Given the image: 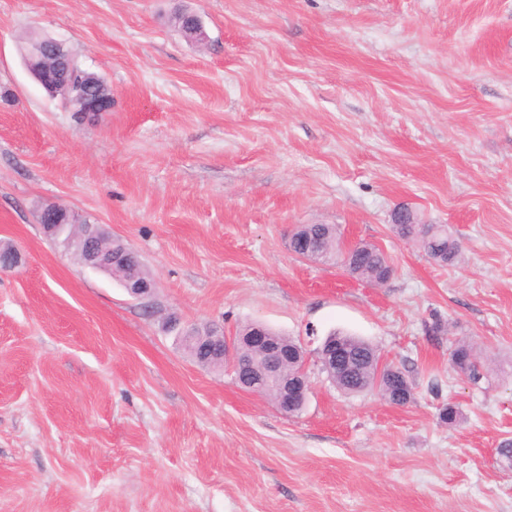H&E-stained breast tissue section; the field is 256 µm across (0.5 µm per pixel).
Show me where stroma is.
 <instances>
[{
	"label": "stroma",
	"mask_w": 512,
	"mask_h": 512,
	"mask_svg": "<svg viewBox=\"0 0 512 512\" xmlns=\"http://www.w3.org/2000/svg\"><path fill=\"white\" fill-rule=\"evenodd\" d=\"M37 35L107 80L111 112L46 95L21 56ZM1 89L0 242L22 262L0 269V512H512V0H0ZM50 202L135 250L153 294L47 237ZM401 203L460 259L399 239ZM297 224L378 246L392 277L296 257ZM171 314L310 354L353 334L415 399L313 363L283 415L196 365ZM460 342L479 382L451 366Z\"/></svg>",
	"instance_id": "1"
}]
</instances>
